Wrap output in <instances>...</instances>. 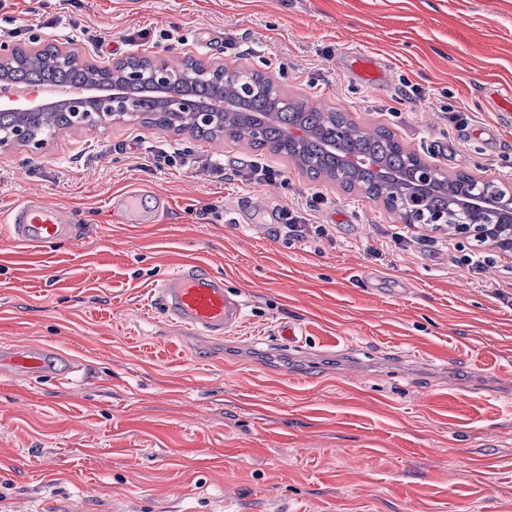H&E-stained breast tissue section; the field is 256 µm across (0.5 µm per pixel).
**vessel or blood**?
I'll return each instance as SVG.
<instances>
[{"mask_svg":"<svg viewBox=\"0 0 512 512\" xmlns=\"http://www.w3.org/2000/svg\"><path fill=\"white\" fill-rule=\"evenodd\" d=\"M352 68L366 84L380 81L376 60L362 50L351 51ZM10 240L31 246H47L72 238L76 229L66 212L31 197L7 213ZM156 310L179 330L198 336L229 335L242 321L244 302L224 289L222 278L200 266L186 264L165 277L153 291ZM0 364L13 371L70 380L71 358L53 347H4Z\"/></svg>","mask_w":512,"mask_h":512,"instance_id":"vessel-or-blood-1","label":"vessel or blood"}]
</instances>
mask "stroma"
Segmentation results:
<instances>
[{"label": "stroma", "mask_w": 512, "mask_h": 512, "mask_svg": "<svg viewBox=\"0 0 512 512\" xmlns=\"http://www.w3.org/2000/svg\"><path fill=\"white\" fill-rule=\"evenodd\" d=\"M20 18L32 28L12 35ZM170 30L176 58L260 71L448 176L512 184V0L0 9V43L43 35L98 65L153 55ZM352 48L376 57L378 86L352 72ZM178 148L189 169L165 164ZM255 162L277 178L252 179ZM133 189L153 222L122 216ZM29 196L78 235L36 248L0 222V347L56 345L81 369L66 385L0 375V512H512V297L497 294L512 258L487 248L474 271V245L447 227L286 155L139 122L0 151V219ZM184 264L242 296L238 337L186 335L155 311V285ZM285 322L304 357L279 344Z\"/></svg>", "instance_id": "obj_1"}]
</instances>
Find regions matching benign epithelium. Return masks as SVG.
Returning <instances> with one entry per match:
<instances>
[{
  "label": "benign epithelium",
  "mask_w": 512,
  "mask_h": 512,
  "mask_svg": "<svg viewBox=\"0 0 512 512\" xmlns=\"http://www.w3.org/2000/svg\"><path fill=\"white\" fill-rule=\"evenodd\" d=\"M48 53V60L57 63L82 65L84 56L78 50L62 49L45 40L28 55ZM18 48L0 45V81L9 79L10 68L16 61ZM225 75L224 66L196 62L190 69L181 68V62L168 60L158 53L150 60V66L138 67L128 58L118 59L105 66H97L90 74L82 93L65 102L48 104L44 95L25 91L17 97L0 101V112L16 117L15 122L0 130V150L23 147L43 150L48 145V135L34 127L31 117L42 112L61 110L70 126L96 128L114 121H127L134 117L138 105L127 89L143 87L158 95L160 107L170 122L166 130L208 131L224 125V113L237 111L236 101L226 99L207 104L189 92L174 89L178 78L186 83L214 74ZM244 94L255 92L261 85L257 72L240 69L230 72ZM407 178L421 189H431L440 182L448 181L435 166L422 162L409 170ZM410 207L418 212L419 222L432 227L451 223L455 235L470 242L491 243L503 253L512 255V186L495 180L477 177L467 184L462 193L450 198L446 212H425L420 198H413Z\"/></svg>",
  "instance_id": "7a95c632"
}]
</instances>
